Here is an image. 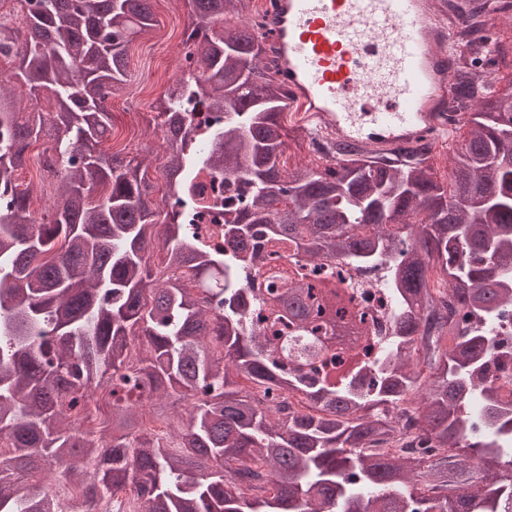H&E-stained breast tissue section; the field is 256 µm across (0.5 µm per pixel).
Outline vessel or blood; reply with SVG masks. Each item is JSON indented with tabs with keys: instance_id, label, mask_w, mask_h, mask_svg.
Instances as JSON below:
<instances>
[{
	"instance_id": "vessel-or-blood-1",
	"label": "vessel or blood",
	"mask_w": 512,
	"mask_h": 512,
	"mask_svg": "<svg viewBox=\"0 0 512 512\" xmlns=\"http://www.w3.org/2000/svg\"><path fill=\"white\" fill-rule=\"evenodd\" d=\"M265 58L315 133L392 154L449 126L451 28L430 0H274Z\"/></svg>"
}]
</instances>
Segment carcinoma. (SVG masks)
I'll return each instance as SVG.
<instances>
[{
    "mask_svg": "<svg viewBox=\"0 0 512 512\" xmlns=\"http://www.w3.org/2000/svg\"><path fill=\"white\" fill-rule=\"evenodd\" d=\"M151 2L24 0V29L0 21V60L14 64L0 70V512H63L43 482L16 472L36 454L80 480L87 503L132 486L136 512H512V402L482 386L491 350L511 358L512 336L466 326L512 307L500 275L512 265V94L476 97L478 75L459 66L456 100L473 128L446 183L424 153L349 151L323 170L285 171L288 89L268 75L256 26L224 25L246 0H187L190 75L158 113L172 201L160 222L141 165L103 148L106 99L126 91L131 44L156 27ZM43 91L54 110L39 107ZM192 100L225 113L197 144ZM40 139L59 185L37 218L15 171ZM202 170L243 186L222 247L202 246L182 210ZM287 246L312 262L390 264L399 332L373 377L317 363L338 347L337 327L367 333L341 285L296 263L264 278L267 296L255 291L269 248ZM431 266L446 279L438 298ZM255 301L292 335L250 324ZM103 386L112 420L71 432L67 420ZM171 390L191 408L172 436L147 432L145 420L164 415L153 399ZM288 391L320 411L287 412ZM476 392L486 397L477 440L462 410ZM413 397L415 416L401 418ZM412 428L417 445L406 446Z\"/></svg>",
    "mask_w": 512,
    "mask_h": 512,
    "instance_id": "cac0c4a2",
    "label": "carcinoma"
}]
</instances>
